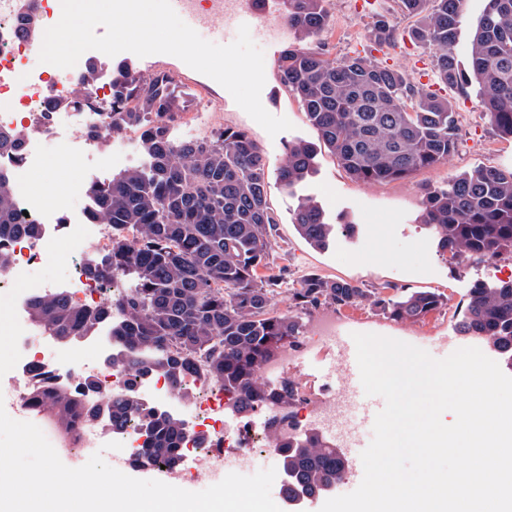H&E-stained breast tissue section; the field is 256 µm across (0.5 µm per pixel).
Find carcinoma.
Here are the masks:
<instances>
[{"label": "carcinoma", "instance_id": "carcinoma-1", "mask_svg": "<svg viewBox=\"0 0 512 512\" xmlns=\"http://www.w3.org/2000/svg\"><path fill=\"white\" fill-rule=\"evenodd\" d=\"M325 0H288V25L305 39L329 23ZM417 19L415 38L435 49L439 79L466 88L477 82L483 109L494 130L512 138V0H487L473 26L469 64L453 53L465 0H399ZM282 85L302 104L319 139L353 178L366 182L405 179L442 164L457 150L459 126L452 102L414 84L401 72L368 56L329 59L288 46L279 60ZM184 111L172 77L158 72L142 80L125 64L112 68V111L101 123L139 132L141 165L106 182L87 186L94 200L93 222L106 224L110 245L87 268L91 278L120 274L130 292L106 307H77L61 291L32 301L36 325L65 339L95 332L119 313L112 336L125 355L118 364L137 373L161 372L179 391L185 377L204 364L224 392L238 396L246 415L263 405H290L294 382L267 381L264 366L296 343L300 314L322 306L368 304L394 321H417L447 305L434 290L380 288L304 276L291 289L295 313L272 306L287 267L270 261L274 212L267 193V163L243 131L225 129L209 138L176 142L170 128ZM25 134L0 129V149L18 153ZM314 146L288 147L278 169L292 189L313 171ZM422 224L440 252L485 261L512 252V170L475 167L445 186L424 188ZM300 236L323 248L334 232L321 206L303 198L294 212ZM22 233L36 237V224H23L6 173L0 172V239ZM266 273L259 274V269ZM459 331L487 339L512 369V281L469 288ZM96 385L76 391L38 393L64 428L88 416ZM142 419L147 440L138 458L175 466L185 452V423L169 413L143 416L131 395L112 402L109 424L120 428ZM281 476L288 500L323 497L346 476L348 460L315 431L278 438Z\"/></svg>", "mask_w": 512, "mask_h": 512}]
</instances>
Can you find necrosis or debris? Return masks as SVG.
<instances>
[{"mask_svg":"<svg viewBox=\"0 0 512 512\" xmlns=\"http://www.w3.org/2000/svg\"><path fill=\"white\" fill-rule=\"evenodd\" d=\"M60 9L61 0H0V128H20L25 132L20 152L0 151V171L22 184L16 207L28 212L29 223L41 229L40 236L34 239L17 235L0 242L10 256L7 271L0 275V294L12 296L7 311L0 315V325H6L13 351L11 371L0 373V402L37 421L53 447L93 454L106 443L119 442L123 445L122 455L133 459L142 444L137 421H128L116 430L85 418L77 437L72 438L57 431L48 411H36L30 402L34 390L72 388L93 378L99 384V408H108L113 399L132 393L144 410L160 409L186 416L189 429L185 443L189 454L200 463L195 471L199 479H207L220 470L229 457L246 463L259 452L275 454L274 443L258 444L252 423L225 419L230 402L223 386L212 381L205 367H198L187 377L178 392L161 375L140 378L129 369L110 364L109 355L118 350L110 324L71 340L49 339L28 314L30 298L61 287L81 306L107 303L125 291L121 277L92 279L84 272L93 255L109 245L106 225L92 223L89 217L93 208L86 192L90 175L80 176L73 187L54 196L40 194L31 187L33 177L43 166V140L55 137L59 125H67L63 149L72 157L83 158L89 151L102 149L106 134L94 137L89 129L99 113L112 109L109 76H102L80 98L76 95L80 70L50 73L31 67L34 46L26 37L24 18L34 13L50 20ZM61 248L71 256L63 283L38 278V270Z\"/></svg>","mask_w":512,"mask_h":512,"instance_id":"4bbe7bcc","label":"necrosis or debris"}]
</instances>
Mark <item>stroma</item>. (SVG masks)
<instances>
[{"label":"stroma","mask_w":512,"mask_h":512,"mask_svg":"<svg viewBox=\"0 0 512 512\" xmlns=\"http://www.w3.org/2000/svg\"><path fill=\"white\" fill-rule=\"evenodd\" d=\"M325 7L329 29L302 41L289 28L283 36L258 43L265 57L261 102L268 112L287 117L294 125L293 130L274 137L242 110L225 88L210 84L208 76L187 68L174 56L139 58L123 52L115 60L131 62L135 74L142 78L160 71L174 77L186 100L182 122L173 129L174 137L194 129L217 132L230 128L246 132L261 148L268 165V197L277 221L273 258L277 266L287 267L289 281L315 273L367 288L390 284L411 291L437 289L448 296L447 306L415 322L394 321L364 305L343 308V319L337 327L340 337L355 333L387 336L424 349L437 359L468 346L493 356L485 340L463 335L456 325L471 284L477 280L500 282V269L512 268V254L506 252L483 263L450 262L421 224L423 190L446 185L477 165L511 170L512 139L499 136L490 125L477 85L460 90L440 81L434 49L410 38L414 20L401 10L398 0H326ZM381 18L393 29L395 46L377 44L374 24ZM297 43L326 53L331 59L372 55L382 65L405 73L416 86L450 99L460 129L456 153L447 162L419 170L401 181L366 183L352 178L332 152L319 146L318 134L300 103L280 82V55L287 46ZM299 141L316 144L315 172L290 191L281 185L277 172L289 144ZM304 197L317 201L329 222L337 226L326 248L308 244L292 222L293 212ZM317 318L314 312L301 317V333L290 348L288 376L303 387L328 383L337 392H344L346 383L337 370L342 359L340 345L311 341L317 332Z\"/></svg>","instance_id":"stroma-1"}]
</instances>
